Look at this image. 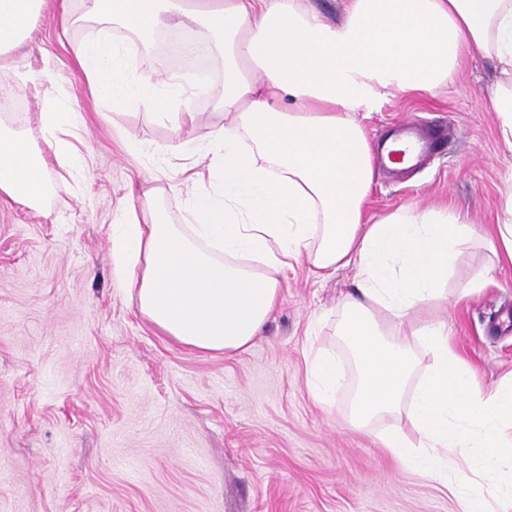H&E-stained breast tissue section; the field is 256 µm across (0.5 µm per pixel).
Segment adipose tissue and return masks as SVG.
<instances>
[{"label": "adipose tissue", "mask_w": 512, "mask_h": 512, "mask_svg": "<svg viewBox=\"0 0 512 512\" xmlns=\"http://www.w3.org/2000/svg\"><path fill=\"white\" fill-rule=\"evenodd\" d=\"M44 0H0V60L20 50ZM122 26L125 50L81 39L70 50L96 94L113 108L145 107L150 116L190 124L176 104L207 96L226 121L206 152L214 181L192 193L183 223L164 222L155 193L114 214L117 287L170 341L203 353H242L275 312L279 274L305 258L321 278L352 266L357 290L342 301L337 334L358 383L351 421L363 426L406 413L417 437L391 428L380 436L404 468L461 496L465 512H491L492 492L512 499V381L483 391L455 350L447 323L428 320L448 267L474 240L445 209L400 210L378 219L366 208L377 171L353 112L380 95L437 90L470 53L500 73L490 103L512 150V0H351L336 25L305 0H82L75 21ZM205 28L221 83H183L178 71L138 74L140 47L174 27ZM25 84L43 96L42 134L69 175L85 167L70 136L80 113L58 97L44 73ZM282 100L275 108L274 100ZM50 190L47 162L21 130L0 123V198L39 208ZM432 355L422 369L418 348ZM309 390L332 403L342 378L336 356H308ZM464 460L447 467L448 454ZM504 469L498 490L486 474Z\"/></svg>", "instance_id": "ef3b65f1"}]
</instances>
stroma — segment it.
<instances>
[{"instance_id":"35a3bbf8","label":"stroma","mask_w":512,"mask_h":512,"mask_svg":"<svg viewBox=\"0 0 512 512\" xmlns=\"http://www.w3.org/2000/svg\"><path fill=\"white\" fill-rule=\"evenodd\" d=\"M65 7L82 12L80 0H45L27 47L0 74V120L39 145L43 102L17 75L46 69L83 118L72 142L87 160L75 182L49 161L42 208L0 202V512H463L382 448L380 434L409 429L406 417L366 431L349 424L354 375L333 405L309 392L306 355L338 350L339 303L356 290V268L319 279L296 263L272 320L233 356L170 342L115 288L112 217L129 183L155 190L166 220L181 223L192 187L171 184L181 169L206 172L203 148L224 114L198 98L194 125L178 127L93 97L60 38ZM496 78L491 60L471 54L436 92L385 94L355 112L372 144L401 120L448 128L423 171H379L369 216L446 208L476 233L493 231L512 183L490 106ZM486 261L478 247L458 258L434 316L492 388L512 377V267L471 296L456 291Z\"/></svg>"}]
</instances>
